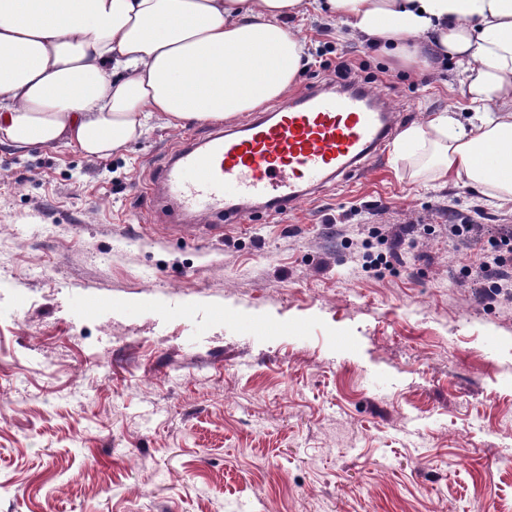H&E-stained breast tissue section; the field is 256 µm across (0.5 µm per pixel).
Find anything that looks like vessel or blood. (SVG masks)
<instances>
[{
  "label": "vessel or blood",
  "instance_id": "1",
  "mask_svg": "<svg viewBox=\"0 0 512 512\" xmlns=\"http://www.w3.org/2000/svg\"><path fill=\"white\" fill-rule=\"evenodd\" d=\"M396 125L384 94L343 80L314 86L235 129L187 138L145 195L153 208L172 201L175 230L206 215L216 234L251 221L254 211L282 215L340 179L362 176Z\"/></svg>",
  "mask_w": 512,
  "mask_h": 512
}]
</instances>
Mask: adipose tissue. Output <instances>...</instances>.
<instances>
[{"instance_id":"obj_1","label":"adipose tissue","mask_w":512,"mask_h":512,"mask_svg":"<svg viewBox=\"0 0 512 512\" xmlns=\"http://www.w3.org/2000/svg\"><path fill=\"white\" fill-rule=\"evenodd\" d=\"M309 7L381 54L453 62L469 117L408 126L393 156L431 154L436 179L512 203V0H0V143L94 161L151 112L176 129L234 121L295 85L289 22Z\"/></svg>"}]
</instances>
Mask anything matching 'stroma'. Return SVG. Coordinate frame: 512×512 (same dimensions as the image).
<instances>
[{
    "label": "stroma",
    "mask_w": 512,
    "mask_h": 512,
    "mask_svg": "<svg viewBox=\"0 0 512 512\" xmlns=\"http://www.w3.org/2000/svg\"><path fill=\"white\" fill-rule=\"evenodd\" d=\"M406 123L462 106L291 22ZM213 124L152 115L122 153L0 144V512H512V296L479 292L449 215L512 204L385 156L283 216L173 232L145 189Z\"/></svg>",
    "instance_id": "stroma-1"
}]
</instances>
